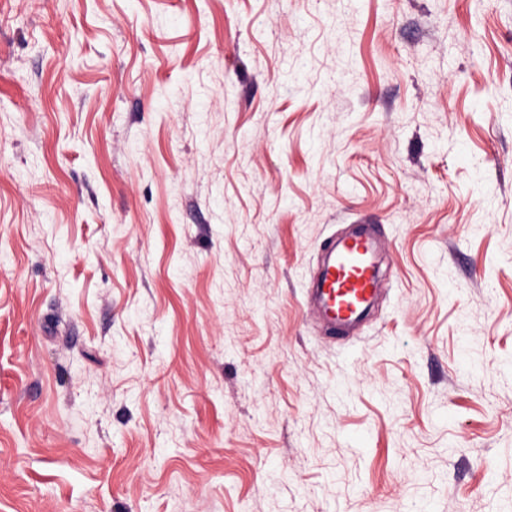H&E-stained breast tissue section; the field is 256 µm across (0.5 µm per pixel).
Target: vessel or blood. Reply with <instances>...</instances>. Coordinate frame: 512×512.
<instances>
[{
  "label": "vessel or blood",
  "instance_id": "obj_1",
  "mask_svg": "<svg viewBox=\"0 0 512 512\" xmlns=\"http://www.w3.org/2000/svg\"><path fill=\"white\" fill-rule=\"evenodd\" d=\"M383 247L370 224L329 240L327 259L307 297L308 311L328 335H349L367 318L380 292L379 254Z\"/></svg>",
  "mask_w": 512,
  "mask_h": 512
}]
</instances>
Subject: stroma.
Masks as SVG:
<instances>
[{
    "label": "stroma",
    "mask_w": 512,
    "mask_h": 512,
    "mask_svg": "<svg viewBox=\"0 0 512 512\" xmlns=\"http://www.w3.org/2000/svg\"><path fill=\"white\" fill-rule=\"evenodd\" d=\"M0 512H512V0H0ZM331 238L327 259L307 297V309L329 336H347L371 311L380 292L379 254L384 243L373 224Z\"/></svg>",
    "instance_id": "1"
}]
</instances>
